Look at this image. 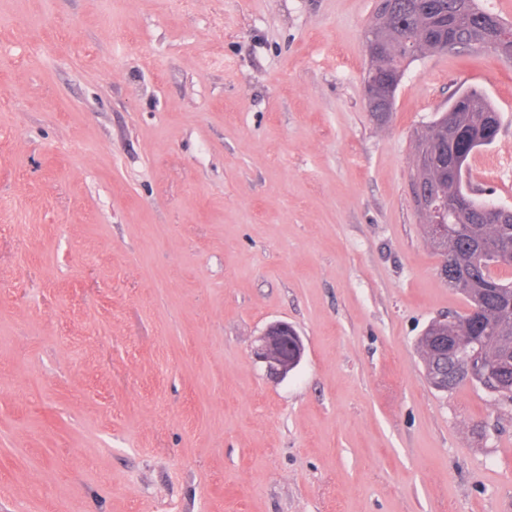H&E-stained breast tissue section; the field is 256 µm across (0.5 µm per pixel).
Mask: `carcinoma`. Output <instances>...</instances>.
<instances>
[{
    "label": "carcinoma",
    "instance_id": "carcinoma-1",
    "mask_svg": "<svg viewBox=\"0 0 512 512\" xmlns=\"http://www.w3.org/2000/svg\"><path fill=\"white\" fill-rule=\"evenodd\" d=\"M364 37L373 34L382 42V52L371 59L370 68L400 75L410 62L429 53H461L491 50L512 63V24L483 9L479 0H393L386 9L378 0ZM471 107L457 111L448 106L418 134L415 154L431 153L430 162L417 170V179L437 199L448 202L458 196L470 198L471 210L462 213L454 234L445 240L431 237L435 248L448 254V285L465 296L467 313L448 321H434L418 341L421 355L433 354L434 338L446 336L468 349L480 350V376L468 381L448 378V391L464 384L481 388L498 400L512 403V281L496 270L512 268V260L499 251L512 252V217L494 220L485 215L488 204L472 197L464 182L469 159L446 173L460 149L457 134L492 143L500 130V118L487 96L469 89L462 93Z\"/></svg>",
    "mask_w": 512,
    "mask_h": 512
}]
</instances>
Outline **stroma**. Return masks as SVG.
<instances>
[{
    "mask_svg": "<svg viewBox=\"0 0 512 512\" xmlns=\"http://www.w3.org/2000/svg\"><path fill=\"white\" fill-rule=\"evenodd\" d=\"M373 9L0 0V512H512V404L417 351L468 303L411 196L475 87L472 187L512 209V65L426 55L378 121ZM254 355L264 363L272 374L285 378L301 362L304 355L302 339L285 322L270 324L258 339Z\"/></svg>",
    "mask_w": 512,
    "mask_h": 512,
    "instance_id": "1",
    "label": "stroma"
}]
</instances>
